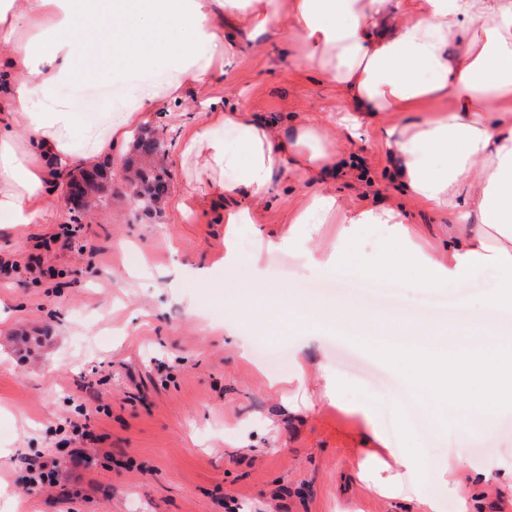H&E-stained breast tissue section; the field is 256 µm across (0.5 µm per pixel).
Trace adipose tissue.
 <instances>
[{
  "instance_id": "obj_1",
  "label": "adipose tissue",
  "mask_w": 512,
  "mask_h": 512,
  "mask_svg": "<svg viewBox=\"0 0 512 512\" xmlns=\"http://www.w3.org/2000/svg\"><path fill=\"white\" fill-rule=\"evenodd\" d=\"M228 22L272 32L278 0H0V225L46 223L62 181L111 157L143 122L144 103L206 85L229 55ZM288 25L302 64L347 94L343 112L275 128L245 106L213 107L181 131L187 189L176 209L223 204L230 269L241 261L236 225L254 223L275 183L298 184L279 246L312 273L336 270L344 245L375 224L384 246L366 254L363 277L413 266V288L439 289L492 268L498 289L483 307L512 310V0H290ZM81 83L118 93L105 111L79 112L70 91ZM371 132L404 195L445 220L446 248L411 231L398 208H349L336 194L348 142ZM237 301L281 330L295 319L309 335L377 337V355L409 382L471 411L466 435L494 434L499 410L512 408V341L494 339L487 323L452 350L434 326L386 322L355 305L331 309L256 286ZM402 466L381 495L443 512L440 498L406 489L415 459Z\"/></svg>"
}]
</instances>
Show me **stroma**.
Here are the masks:
<instances>
[{
  "mask_svg": "<svg viewBox=\"0 0 512 512\" xmlns=\"http://www.w3.org/2000/svg\"><path fill=\"white\" fill-rule=\"evenodd\" d=\"M301 54L288 31L240 33L231 67L207 86L186 88L177 103L145 106L147 127L168 141L159 163L170 175L169 199L159 212L144 214L130 199L85 212L80 234L91 247L84 251L48 242L71 218L59 197L49 223L0 230V254L21 263L0 275V448L8 451L0 458V512H411V503L380 497L356 474L367 450L347 409L378 396L389 405L376 421L398 450L385 458L390 470L398 457L415 458L417 486L440 497L444 512H459L463 498L474 512H512V481L501 475L512 466L511 414L494 436L463 437L462 414L407 385L362 338L306 343L253 329L233 338L224 326L243 325V314L195 285L192 272L204 265L234 293L252 286L253 268L225 269L219 206L190 215L171 206L186 186L179 129L215 103L243 104L278 122L336 113L343 94L302 66ZM347 151L368 170L367 179L337 181L347 206L391 204L435 234L437 216L391 180L376 136ZM287 206L288 189L277 185L274 203L238 236L261 253L266 280L288 292L461 325L481 316L497 282L489 271L462 289L426 293L386 274L368 288L352 247L336 271L314 275L267 247L287 231ZM462 292L472 300L466 311L457 304ZM301 360L310 367L307 392L291 403L269 383ZM82 417L90 438L61 445ZM37 457L56 464L57 481L28 489L26 462ZM432 458L452 474L428 469ZM489 467L495 478L474 483V470Z\"/></svg>",
  "mask_w": 512,
  "mask_h": 512,
  "instance_id": "stroma-1",
  "label": "stroma"
}]
</instances>
